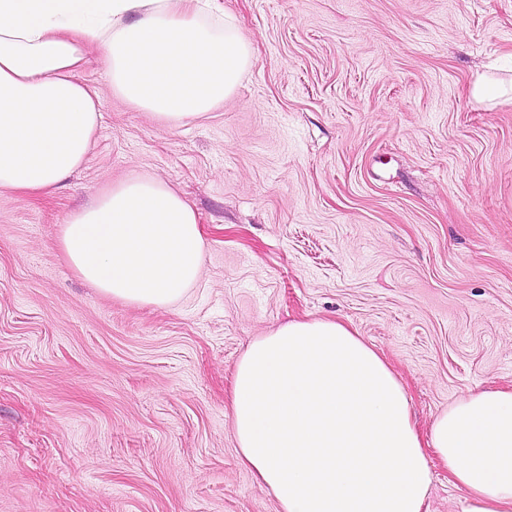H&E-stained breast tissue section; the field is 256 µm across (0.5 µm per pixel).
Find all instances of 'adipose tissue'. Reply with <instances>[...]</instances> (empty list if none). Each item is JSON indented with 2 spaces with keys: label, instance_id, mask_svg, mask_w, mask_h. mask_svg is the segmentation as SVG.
Masks as SVG:
<instances>
[{
  "label": "adipose tissue",
  "instance_id": "1",
  "mask_svg": "<svg viewBox=\"0 0 512 512\" xmlns=\"http://www.w3.org/2000/svg\"><path fill=\"white\" fill-rule=\"evenodd\" d=\"M218 0H0V193L42 196L86 161L100 119L80 81L89 47L113 95L177 127L236 91L254 54ZM199 217L167 181L133 174L62 224L70 268L113 300L166 308L201 276ZM240 463L281 512H427L429 457L461 512H512V386L449 404L428 438L383 355L333 319L258 337L233 372Z\"/></svg>",
  "mask_w": 512,
  "mask_h": 512
}]
</instances>
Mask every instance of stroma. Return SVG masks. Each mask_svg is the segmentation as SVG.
I'll use <instances>...</instances> for the list:
<instances>
[{"label": "stroma", "instance_id": "35a3bbf8", "mask_svg": "<svg viewBox=\"0 0 512 512\" xmlns=\"http://www.w3.org/2000/svg\"><path fill=\"white\" fill-rule=\"evenodd\" d=\"M254 49L234 97L170 127L79 77L102 119L51 195H0V512H280L239 462L228 391L248 346L333 317L392 364L428 434L512 383V0H220ZM132 174L198 214L199 281L114 301L59 249ZM512 86L509 84L508 90L506 88H500L498 84L485 76H478L470 89V96L477 102H485L492 100L498 96L509 95L511 97Z\"/></svg>", "mask_w": 512, "mask_h": 512}]
</instances>
